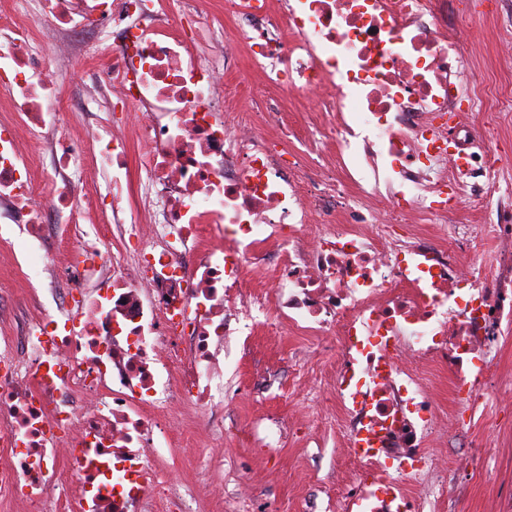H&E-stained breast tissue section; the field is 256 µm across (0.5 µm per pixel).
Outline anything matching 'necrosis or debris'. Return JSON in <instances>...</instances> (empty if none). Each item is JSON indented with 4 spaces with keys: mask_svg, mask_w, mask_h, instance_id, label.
<instances>
[{
    "mask_svg": "<svg viewBox=\"0 0 512 512\" xmlns=\"http://www.w3.org/2000/svg\"><path fill=\"white\" fill-rule=\"evenodd\" d=\"M228 13L223 31L188 0H0V243L20 224L40 249L47 187L60 238L112 212L81 260L45 261L60 306L29 314L0 282V504L190 512L170 421L192 407L222 427L225 347L285 322L336 355L313 378L343 447L340 512H447L449 471L479 483L498 456L465 419L499 409L512 336V163L493 159L512 91L460 80L475 0ZM74 64L101 75L104 120L63 98ZM240 68L261 101L224 84ZM305 93L300 127L284 103Z\"/></svg>",
    "mask_w": 512,
    "mask_h": 512,
    "instance_id": "1",
    "label": "necrosis or debris"
}]
</instances>
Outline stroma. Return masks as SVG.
Returning <instances> with one entry per match:
<instances>
[{
	"label": "stroma",
	"mask_w": 512,
	"mask_h": 512,
	"mask_svg": "<svg viewBox=\"0 0 512 512\" xmlns=\"http://www.w3.org/2000/svg\"><path fill=\"white\" fill-rule=\"evenodd\" d=\"M497 0H482V18L463 28L467 50L481 63L480 69L465 73V81L492 79L493 70L483 66L485 51L495 33L493 18ZM26 235L15 230L10 249L0 248V275H14L32 283L37 304L51 306L60 301L61 291H49L42 283L39 267L22 264ZM315 337L290 333L281 327L278 335L253 336L249 344L232 342L224 351L223 409L226 438L209 443V452L219 469V479L199 473L192 460L174 457L176 478L192 480L196 495L205 501L222 500V512H337L342 493L343 465L338 457L336 430L317 415L306 416L296 403L287 401L289 391L302 388L300 365L311 356ZM283 418L287 428L282 448L270 452L250 433L253 421L263 417ZM314 425L319 439L307 443L306 427ZM256 485L250 503L235 494L239 478ZM458 490L448 500V512H494L498 485L481 486L456 477Z\"/></svg>",
	"instance_id": "stroma-1"
}]
</instances>
